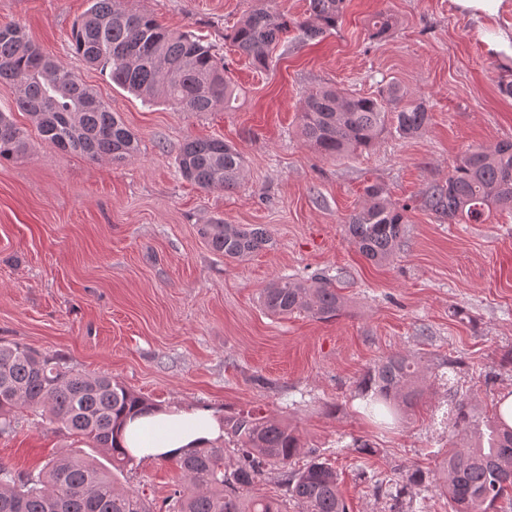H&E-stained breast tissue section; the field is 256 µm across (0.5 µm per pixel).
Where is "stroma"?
Returning <instances> with one entry per match:
<instances>
[{"label": "stroma", "instance_id": "stroma-1", "mask_svg": "<svg viewBox=\"0 0 512 512\" xmlns=\"http://www.w3.org/2000/svg\"><path fill=\"white\" fill-rule=\"evenodd\" d=\"M252 4L125 0L223 56L236 108L195 115L142 102L74 53L71 29L90 0H0V24L24 26L139 140L138 153L118 165L59 151L16 111L14 88L0 84V110H12L30 139L23 158L0 162V343L111 375L159 406L261 410L333 463L350 512H389L374 484L390 486L402 469H434L449 448L448 397L436 379L446 362L457 361L458 393L478 413H495L512 391V367L501 363L512 351V212L451 224L423 206L468 148L512 140V98L498 89L512 58L484 40L491 28L512 27V0L491 21L453 0H347L338 31L288 37L266 72L229 39ZM381 10L393 26L375 38L368 21ZM392 79L429 106L420 137L387 134L342 159L306 144L308 91L335 85L373 95ZM190 137L221 138L243 154L235 190L181 177L176 158ZM373 183L409 216L400 249L383 265L345 234ZM215 217L265 228L271 247L224 259L198 234ZM315 274L343 297L336 318L262 308L260 295L277 278ZM396 351L421 357L430 377L414 404L383 424L366 412L358 384ZM361 440L376 454L359 458ZM87 448L26 412L0 434V464L35 473L60 451ZM118 479L158 506L182 484L171 460H132Z\"/></svg>", "mask_w": 512, "mask_h": 512}]
</instances>
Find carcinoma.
Instances as JSON below:
<instances>
[{
  "label": "carcinoma",
  "mask_w": 512,
  "mask_h": 512,
  "mask_svg": "<svg viewBox=\"0 0 512 512\" xmlns=\"http://www.w3.org/2000/svg\"><path fill=\"white\" fill-rule=\"evenodd\" d=\"M73 25L74 52L108 72L112 83L151 103L162 99L179 112L229 110L235 89L224 75V62L204 40L163 27L154 16L122 7V0H90ZM345 0H308L306 16L290 18L266 2L251 7L233 27L231 41L252 66L270 69L272 53L290 29L301 41L338 27ZM13 85L18 110L30 115L43 140L90 160L119 163L139 149L134 134L61 63L45 55L15 22L0 25V83ZM302 135L318 152L340 158L366 150L384 133L401 139L420 135L430 121L427 102L408 95L396 81L376 95L337 88L306 94ZM28 137L0 112V161L27 154ZM181 175L202 189H231L244 170L242 153L220 138L189 139L177 159ZM365 203L346 225L347 237L367 259L392 257L409 223L407 208L385 197L378 184L364 188ZM424 206L450 223L481 224L494 209L512 210V141L464 152L443 182L427 192ZM198 232L204 243L227 260L239 261L269 246L267 231L216 218ZM263 308L286 316L304 311L328 321L341 311V296L323 277L285 276L261 295ZM424 366L415 356L392 353L372 368L359 388L392 415L420 394ZM139 393L108 374L74 371L55 356L20 344H0V433L12 430L15 413L29 410L68 434L92 443L94 454L66 452L46 462L35 477L0 465V512H154L133 490L117 485L115 473L132 461L117 445V432L128 416L151 409ZM451 431L460 442L448 449L436 469H407L388 492L390 512H424L405 498L432 486L448 497L451 512H490L512 496V428L499 418L480 419L469 399L457 398ZM224 432L241 456L224 461V448H200L176 459L184 478L169 497L167 512H282L273 500L250 493L265 467L283 469L282 486L300 512H349L328 460L313 457L301 469H288L301 454L300 437L278 421L255 411L224 419ZM108 457L104 466L97 455Z\"/></svg>",
  "instance_id": "1"
}]
</instances>
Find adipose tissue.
Returning <instances> with one entry per match:
<instances>
[{
  "mask_svg": "<svg viewBox=\"0 0 512 512\" xmlns=\"http://www.w3.org/2000/svg\"><path fill=\"white\" fill-rule=\"evenodd\" d=\"M224 435V419L203 408L169 405L128 419L119 434L123 449L141 459L181 457L208 448Z\"/></svg>",
  "mask_w": 512,
  "mask_h": 512,
  "instance_id": "adipose-tissue-1",
  "label": "adipose tissue"
}]
</instances>
